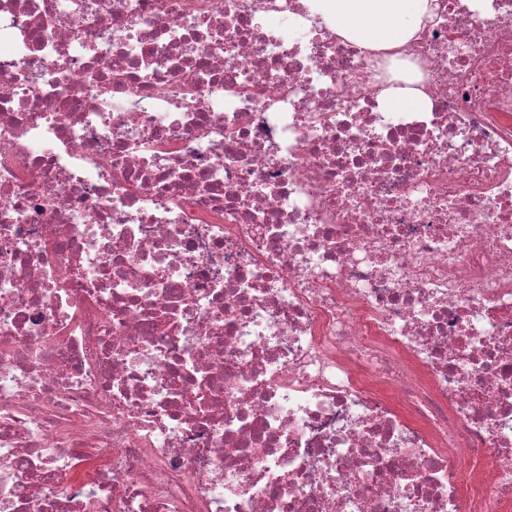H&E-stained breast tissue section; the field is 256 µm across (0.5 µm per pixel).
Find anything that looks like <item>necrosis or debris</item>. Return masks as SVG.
I'll list each match as a JSON object with an SVG mask.
<instances>
[{
	"label": "necrosis or debris",
	"instance_id": "obj_1",
	"mask_svg": "<svg viewBox=\"0 0 512 512\" xmlns=\"http://www.w3.org/2000/svg\"><path fill=\"white\" fill-rule=\"evenodd\" d=\"M382 53L299 0H0V512H512V0ZM407 63V74L399 77L403 86H390L382 93L384 104L395 112L422 111L427 106V100L424 94L413 85L420 80V73L417 67Z\"/></svg>",
	"mask_w": 512,
	"mask_h": 512
}]
</instances>
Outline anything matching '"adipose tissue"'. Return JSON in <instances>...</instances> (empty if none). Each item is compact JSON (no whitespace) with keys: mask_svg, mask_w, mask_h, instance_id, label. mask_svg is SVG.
Instances as JSON below:
<instances>
[{"mask_svg":"<svg viewBox=\"0 0 512 512\" xmlns=\"http://www.w3.org/2000/svg\"><path fill=\"white\" fill-rule=\"evenodd\" d=\"M301 4L337 35L371 51L405 45L435 11L434 0H301ZM419 79L416 66L408 65L401 85L383 91L384 104L396 112L424 110L427 100L416 87Z\"/></svg>","mask_w":512,"mask_h":512,"instance_id":"obj_1","label":"adipose tissue"}]
</instances>
